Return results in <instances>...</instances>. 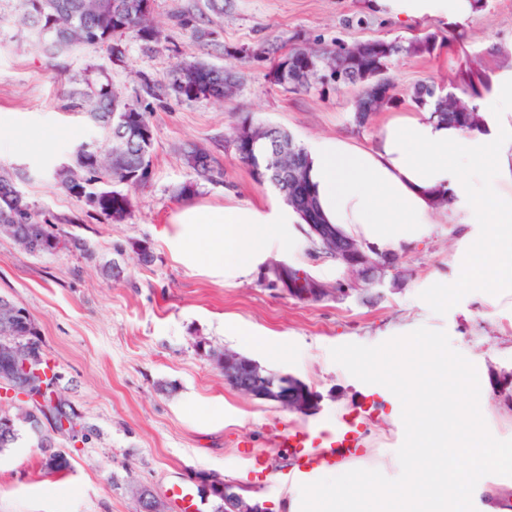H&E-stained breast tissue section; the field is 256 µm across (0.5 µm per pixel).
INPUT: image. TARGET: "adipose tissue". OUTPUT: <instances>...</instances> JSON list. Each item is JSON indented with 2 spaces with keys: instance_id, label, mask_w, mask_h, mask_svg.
Listing matches in <instances>:
<instances>
[{
  "instance_id": "1",
  "label": "adipose tissue",
  "mask_w": 512,
  "mask_h": 512,
  "mask_svg": "<svg viewBox=\"0 0 512 512\" xmlns=\"http://www.w3.org/2000/svg\"><path fill=\"white\" fill-rule=\"evenodd\" d=\"M372 6L396 20L448 23L467 21L480 9L478 0H372ZM477 106L483 124L475 131L439 120L427 100L388 116L370 146L342 136L311 142L308 177L326 223L388 255L423 236L438 214L456 224H483L489 232L482 252L464 277L485 288L512 282V69L493 76ZM443 196L444 209L437 204ZM173 221L180 226L173 239L179 254L233 280L273 249L296 245L289 227L300 218L275 200L263 209L192 205ZM403 346L413 354L412 384L447 389L454 359L427 337ZM448 438L440 444L421 433L418 456L398 460L408 493L370 483L351 469L326 470L295 487L294 512H358L367 502L376 503V512H470V468H510L512 448L496 447L465 407L452 410Z\"/></svg>"
}]
</instances>
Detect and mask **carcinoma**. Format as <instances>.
<instances>
[{"instance_id":"obj_1","label":"carcinoma","mask_w":512,"mask_h":512,"mask_svg":"<svg viewBox=\"0 0 512 512\" xmlns=\"http://www.w3.org/2000/svg\"><path fill=\"white\" fill-rule=\"evenodd\" d=\"M32 13L28 19L33 24L51 25L57 37L69 46V50L80 51L94 48L106 51L119 60L125 54L123 38L136 35L145 43H157L160 32L151 21V12L144 9L146 0H30ZM462 34L450 32L446 35L428 33L425 36L402 45L398 42L378 41V48L370 55L355 57L349 48L340 50L318 48L311 50L313 68L301 71L294 60V53H287L274 63V82L286 90L312 88L325 91L328 83L324 77L327 70L344 67L349 71L353 84L364 85L363 93L355 104V120L365 124L367 113L380 112L398 106L402 96L390 85V93L377 97L370 77L373 71H389L391 58L399 53L411 55H431L438 48L450 44ZM461 110L448 108V101L436 92L432 85L421 84L414 87L408 97L413 101L431 99L434 114L443 120L463 129L479 126L481 116L474 100L488 90L484 73L471 68L462 70L457 76ZM237 77L228 69L212 66L204 61L188 60L178 68L173 76L170 90L188 100L223 99L232 95ZM71 95L80 100L82 114L107 135L109 149L105 155L87 144L80 145L70 162L54 171L57 184L77 200L94 194L99 197L96 211L109 220H122L131 202L128 195L108 188V184L139 186L148 180L150 172L151 141L141 137L140 123L133 120L137 112L114 90L110 82L85 78L83 86L72 90ZM284 135V130L269 127L255 131L258 142L253 147V157L242 160L259 183L268 182L282 196L289 206L301 214L315 210L313 196L296 199L288 179L278 174V168L291 165V158L285 154L275 156L273 136ZM188 165L204 179L214 176L210 155L193 149L187 154ZM12 214L17 221L9 226L0 224L5 231L30 253L50 252L62 245L78 251H86L85 243L77 237L60 238L39 220L37 211L26 201L16 188L14 176L0 172V214ZM12 303L0 297V342L10 337L24 347L41 348L38 333L31 321L24 323L9 321L5 315ZM40 447L45 454L44 467L50 474H59L71 469V457L64 451L52 450L51 438L41 436Z\"/></svg>"}]
</instances>
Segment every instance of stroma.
<instances>
[{
  "label": "stroma",
  "instance_id": "obj_1",
  "mask_svg": "<svg viewBox=\"0 0 512 512\" xmlns=\"http://www.w3.org/2000/svg\"><path fill=\"white\" fill-rule=\"evenodd\" d=\"M210 0H153L159 44L126 42L122 60L103 51L47 56L24 49L27 32L17 21L19 0H0V136L40 133L44 148L0 151V170L19 174V187L55 231L82 239L87 253L57 248L32 254L0 234V297L25 308L41 348L56 372V389L80 416L79 441L43 427L20 426L19 438L0 451V512H139L134 491L149 489L175 508L174 488L193 494L198 512L215 499L196 477L211 473L245 488L272 512H289L290 490L276 475L256 479L247 450L275 465L287 460L273 439L289 425L316 426L375 396L367 448L358 463L372 482L397 487L396 460L413 443L414 418L391 387L406 374L407 355L397 341L423 332L459 364V386L424 402L422 412L445 419L446 406L479 400V426L502 448H512V288H475L462 266L486 234L483 224L437 222L405 245L383 284L349 274L319 254L310 240L272 251L234 282L201 263L177 257L173 215L183 206L250 204L275 199L270 184L255 181L237 158L232 138L242 119L271 124L307 146L321 136L371 144L384 119L354 121L361 89L287 92L271 78L275 55L296 48L341 49L359 42H408L447 26L405 23L371 11L367 0H224L215 15ZM194 15L209 32L197 39L179 27L176 13ZM460 43L433 55L393 57L389 74L399 93L420 84L441 92L456 88L460 68L480 65L486 74L512 65V0H482L477 16L458 24ZM234 66V95L189 101L168 88L186 60ZM108 75L122 99L147 113L152 126L148 181L128 188L131 208L121 222L105 219L68 195L50 174L83 143L106 151L103 133L85 123L70 97L89 68ZM155 83L147 93L139 74ZM206 149L213 179L199 178L184 155ZM193 184L192 195L181 189ZM153 255L140 259L141 247ZM284 262L314 279L349 285L348 294L317 302L281 295L268 265ZM286 348L287 359L248 348L241 331ZM231 350L267 370L292 375L319 397L309 415L240 395L224 381L215 356ZM395 360L391 373H367L363 364L381 352ZM70 453L71 470L52 475L42 467L41 435Z\"/></svg>",
  "mask_w": 512,
  "mask_h": 512
}]
</instances>
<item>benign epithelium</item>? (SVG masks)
Returning a JSON list of instances; mask_svg holds the SVG:
<instances>
[{"label":"benign epithelium","instance_id":"benign-epithelium-1","mask_svg":"<svg viewBox=\"0 0 512 512\" xmlns=\"http://www.w3.org/2000/svg\"><path fill=\"white\" fill-rule=\"evenodd\" d=\"M278 148L293 154L294 168L292 183L295 187L305 186V168L293 150V140L279 141ZM311 230L319 236L324 249L337 261L354 269L374 284H380L389 265L372 256L356 240L345 236L336 227L324 224H309ZM281 294L301 300L319 301L326 297L344 294L347 289L338 283L334 286L312 281L310 288H282ZM219 362L224 371V380L240 394L257 400L271 402L278 407L294 413L307 414L315 408L316 399L308 394L295 379L288 374H274L258 363L233 351L226 350ZM9 373L0 378V397L26 403L33 401L42 411L37 417L38 423L48 421L54 431L61 434L78 432L77 417L54 390V374L45 360L43 351L30 348L11 351L8 355ZM200 487H217L224 492L226 512H262L258 504L236 490L232 482L204 476L199 479ZM140 512H166L158 500L146 489L135 490Z\"/></svg>","mask_w":512,"mask_h":512}]
</instances>
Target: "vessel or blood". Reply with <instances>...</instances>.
<instances>
[{"instance_id": "vessel-or-blood-1", "label": "vessel or blood", "mask_w": 512, "mask_h": 512, "mask_svg": "<svg viewBox=\"0 0 512 512\" xmlns=\"http://www.w3.org/2000/svg\"><path fill=\"white\" fill-rule=\"evenodd\" d=\"M370 415V410L362 407L342 416L331 429L292 426L278 435L276 447L292 460L291 468L283 472L284 483L302 481L356 458L359 448L366 445L365 421Z\"/></svg>"}]
</instances>
